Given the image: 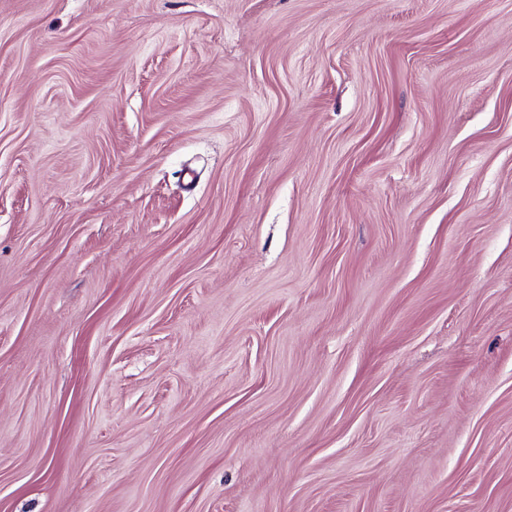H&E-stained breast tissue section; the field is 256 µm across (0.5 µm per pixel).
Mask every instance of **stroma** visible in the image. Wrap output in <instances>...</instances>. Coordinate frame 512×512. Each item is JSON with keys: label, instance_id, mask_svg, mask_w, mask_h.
<instances>
[{"label": "stroma", "instance_id": "obj_1", "mask_svg": "<svg viewBox=\"0 0 512 512\" xmlns=\"http://www.w3.org/2000/svg\"><path fill=\"white\" fill-rule=\"evenodd\" d=\"M0 512H512V0H0Z\"/></svg>", "mask_w": 512, "mask_h": 512}]
</instances>
